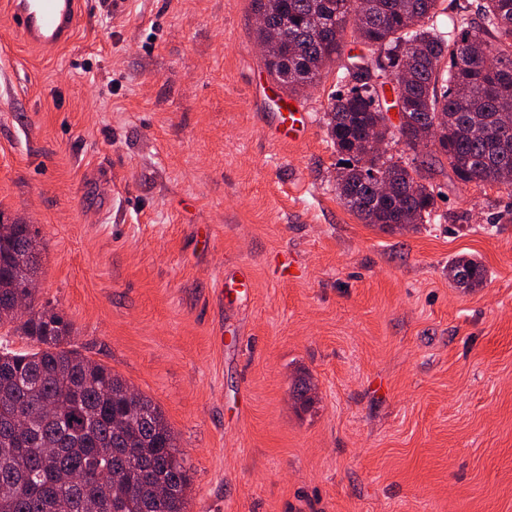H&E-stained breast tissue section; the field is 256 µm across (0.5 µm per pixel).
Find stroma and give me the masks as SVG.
Returning a JSON list of instances; mask_svg holds the SVG:
<instances>
[{"label": "stroma", "mask_w": 512, "mask_h": 512, "mask_svg": "<svg viewBox=\"0 0 512 512\" xmlns=\"http://www.w3.org/2000/svg\"><path fill=\"white\" fill-rule=\"evenodd\" d=\"M95 3L44 54L0 0V212L39 303L162 410L188 512H512V189L442 158L441 221L383 232L336 195L338 62L289 145L251 0ZM448 278L459 286L474 291L483 287L486 269L477 259L461 255L448 264Z\"/></svg>", "instance_id": "1"}]
</instances>
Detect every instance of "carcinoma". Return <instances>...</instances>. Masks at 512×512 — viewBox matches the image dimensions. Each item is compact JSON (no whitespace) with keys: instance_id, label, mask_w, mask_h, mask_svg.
Returning a JSON list of instances; mask_svg holds the SVG:
<instances>
[{"instance_id":"1","label":"carcinoma","mask_w":512,"mask_h":512,"mask_svg":"<svg viewBox=\"0 0 512 512\" xmlns=\"http://www.w3.org/2000/svg\"><path fill=\"white\" fill-rule=\"evenodd\" d=\"M267 21L257 42L272 47L267 73L294 95L316 86L344 55L350 22L377 75L404 74L410 122L398 141L418 156L440 154L456 181L500 186L512 171V0H252ZM450 11L451 26L434 24ZM363 55L342 65L344 85L330 99L327 136L343 166L336 194L367 224L397 232L429 224L436 195L418 167L379 148L392 135L378 127L377 91L363 82ZM393 194L375 199L372 172ZM41 248L30 224H0V331L34 343L0 347V512H187L191 482L161 409L107 366L82 354L73 325L28 292ZM448 278L474 291L486 269L461 255Z\"/></svg>"}]
</instances>
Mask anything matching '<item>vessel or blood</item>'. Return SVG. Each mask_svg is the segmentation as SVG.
Wrapping results in <instances>:
<instances>
[{"mask_svg":"<svg viewBox=\"0 0 512 512\" xmlns=\"http://www.w3.org/2000/svg\"><path fill=\"white\" fill-rule=\"evenodd\" d=\"M20 39L28 46L54 52L69 46L92 9L91 0H7ZM308 113L289 111L277 116L276 135L291 140L297 131L307 130Z\"/></svg>","mask_w":512,"mask_h":512,"instance_id":"b4317fda","label":"vessel or blood"}]
</instances>
